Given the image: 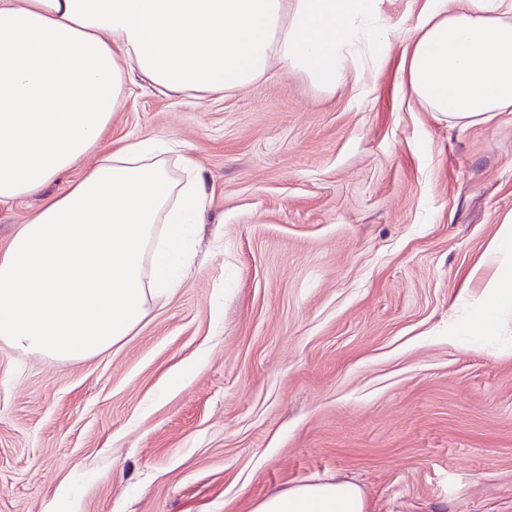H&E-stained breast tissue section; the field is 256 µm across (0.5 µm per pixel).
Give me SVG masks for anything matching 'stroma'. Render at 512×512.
<instances>
[{
    "label": "stroma",
    "instance_id": "obj_1",
    "mask_svg": "<svg viewBox=\"0 0 512 512\" xmlns=\"http://www.w3.org/2000/svg\"><path fill=\"white\" fill-rule=\"evenodd\" d=\"M280 68L202 101L134 85L113 141L176 142L212 204L181 287L123 342L0 346V512H252L312 480L368 512H512V312L469 323L512 215V112L469 126L400 68Z\"/></svg>",
    "mask_w": 512,
    "mask_h": 512
}]
</instances>
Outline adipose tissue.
Returning a JSON list of instances; mask_svg holds the SVG:
<instances>
[{"label": "adipose tissue", "instance_id": "adipose-tissue-1", "mask_svg": "<svg viewBox=\"0 0 512 512\" xmlns=\"http://www.w3.org/2000/svg\"><path fill=\"white\" fill-rule=\"evenodd\" d=\"M382 0H0V205L44 194L0 248V344L86 360L123 341L181 282L209 202L195 160L149 137L112 144L129 85L203 100L278 66L332 92L388 51ZM427 111L466 126L512 112V0H427L403 58ZM96 163L46 195L87 155ZM487 251L498 271L475 328L512 307V223ZM347 482H304L252 512H366Z\"/></svg>", "mask_w": 512, "mask_h": 512}]
</instances>
